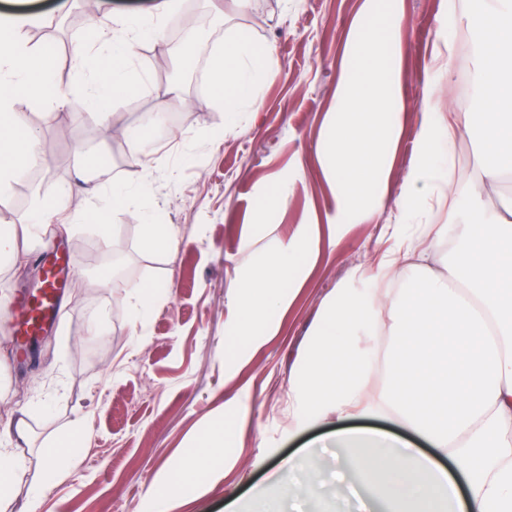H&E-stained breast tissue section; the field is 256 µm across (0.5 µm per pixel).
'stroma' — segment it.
Instances as JSON below:
<instances>
[{
    "label": "stroma",
    "instance_id": "obj_1",
    "mask_svg": "<svg viewBox=\"0 0 512 512\" xmlns=\"http://www.w3.org/2000/svg\"><path fill=\"white\" fill-rule=\"evenodd\" d=\"M209 24L196 62L175 59L170 35L175 16L146 24L161 37L141 41L128 65L129 90L117 98L105 138L87 129L97 120L85 105L92 77L58 57L56 83L71 94L66 112L44 123L40 107L27 104L46 163L11 186L0 224L24 222L35 195L69 188L67 209L77 224L51 236L44 250L64 248L76 260L66 272L62 314L48 326V343L30 345L15 360V298L38 289L23 269L0 264V430L25 417L29 439L12 438L19 478L6 512H27L40 489L38 512H145L151 487L166 483L204 433L224 418V400L247 401L254 424L239 440L241 460L225 469L216 457L191 498H174L168 512H230L229 504L265 489L288 457L313 436L335 429L336 418L295 431L288 413V379L307 352L308 332L337 288H367L360 272H373L401 232L444 224L437 201L413 204L401 187L414 166L413 147L424 94L422 75L437 38L442 0H402L404 126L388 188L375 220L349 225L335 253L307 280L281 319L278 336L252 352L234 380L224 377V338L233 326L228 291L254 260L290 235L294 225L333 214L336 198L317 161L320 132L335 111L338 75L351 26L365 0H200ZM244 34L272 46L275 78L259 85L253 100L228 116L212 90L217 54ZM171 119L155 134L144 158L154 221L173 225L178 243L159 251L145 240L137 203L109 217L114 232L102 242L84 214L94 202L74 188L75 170L96 162L106 182L125 180L132 149L127 136L145 114ZM274 206H267L269 196ZM110 287L96 284L99 273ZM168 283L147 320H140L137 287ZM104 326L97 338L93 325ZM82 423L91 441L77 462L44 482L40 445L52 433Z\"/></svg>",
    "mask_w": 512,
    "mask_h": 512
}]
</instances>
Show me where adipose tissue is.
I'll return each instance as SVG.
<instances>
[{"label": "adipose tissue", "mask_w": 512, "mask_h": 512, "mask_svg": "<svg viewBox=\"0 0 512 512\" xmlns=\"http://www.w3.org/2000/svg\"><path fill=\"white\" fill-rule=\"evenodd\" d=\"M93 2L88 35L72 52L96 76L86 101L104 119L117 95L129 88L126 70L135 44L158 32L143 28L137 15L114 14L108 0ZM24 25L21 17L0 18V193L44 162L39 132L18 104L41 103L53 120L69 102L54 82L53 60L25 43ZM401 28L397 0H388L376 22L357 20L337 87L342 110L325 125L320 154L336 184V213L322 225H297L234 281L228 301L237 313L231 335L238 347L224 352L233 363H246L248 350L277 334L280 316L321 255L334 253L343 227L370 222L376 214L378 207L366 194L386 190L405 115L397 66L404 48ZM461 31L478 40L480 75L470 110L443 113L434 99L451 79L452 37ZM438 39L423 75L417 163L402 195L415 203L447 202L457 223L432 225L428 236L434 242L457 237L459 248L447 277L426 276L402 288L401 274L425 267L429 252L401 237L375 288L363 294L337 289L310 334L306 358L288 381V412L299 431L331 414L344 420L370 412L394 420L451 457L458 471L449 475L432 458L383 432L343 428L326 441L330 448L352 449L342 472L323 477L312 469L317 452L302 449L288 468L304 480L279 485L275 512H288L302 498L344 490L352 478L378 489L386 512H512V200L489 206L476 195L461 201L449 155L460 135L476 128L482 137L474 161L482 177L494 181L512 171V0H477L467 9L458 0H445ZM270 53L243 34L225 44L212 85L228 108L252 99L258 84L274 79ZM89 192L99 204L86 218L105 238L108 210L133 197L148 200L151 187L140 174L108 187L91 186ZM67 195V189H58L33 204L25 223L0 225V263L18 262L23 248L43 244L51 216L65 211ZM250 422L240 397L225 400L223 422L168 483L151 491L149 512H161L172 496H190L215 453L223 454L226 467H235L238 438ZM87 439L81 426L47 438V478L73 462Z\"/></svg>", "instance_id": "obj_1"}]
</instances>
